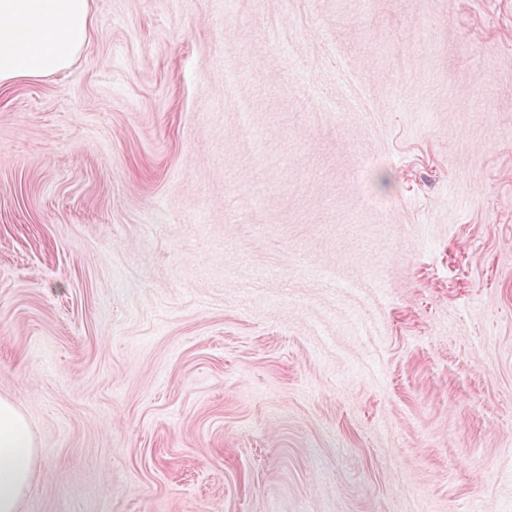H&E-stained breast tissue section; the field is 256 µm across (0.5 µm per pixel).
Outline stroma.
I'll return each mask as SVG.
<instances>
[{"label": "stroma", "instance_id": "stroma-1", "mask_svg": "<svg viewBox=\"0 0 512 512\" xmlns=\"http://www.w3.org/2000/svg\"><path fill=\"white\" fill-rule=\"evenodd\" d=\"M0 86L19 512H512V0H91Z\"/></svg>", "mask_w": 512, "mask_h": 512}]
</instances>
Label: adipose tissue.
I'll list each match as a JSON object with an SVG mask.
<instances>
[{
  "label": "adipose tissue",
  "instance_id": "adipose-tissue-1",
  "mask_svg": "<svg viewBox=\"0 0 512 512\" xmlns=\"http://www.w3.org/2000/svg\"><path fill=\"white\" fill-rule=\"evenodd\" d=\"M91 24L90 0H0V84L68 68ZM37 456L23 413L0 397V512H17Z\"/></svg>",
  "mask_w": 512,
  "mask_h": 512
}]
</instances>
